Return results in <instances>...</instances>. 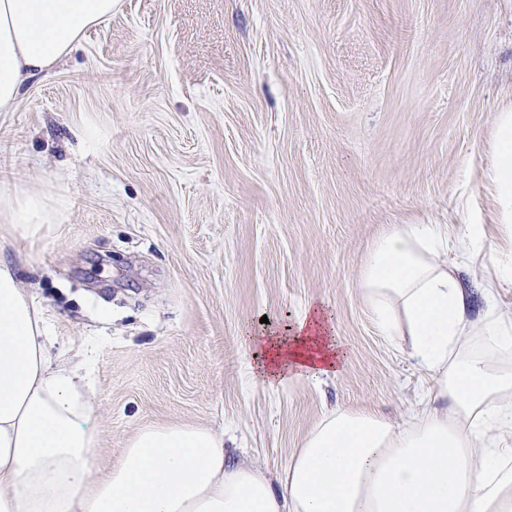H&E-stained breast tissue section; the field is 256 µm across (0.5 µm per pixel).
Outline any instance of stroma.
Instances as JSON below:
<instances>
[{
	"mask_svg": "<svg viewBox=\"0 0 512 512\" xmlns=\"http://www.w3.org/2000/svg\"><path fill=\"white\" fill-rule=\"evenodd\" d=\"M509 108L512 0H118L0 112V196L63 202L8 257L54 354L97 345L94 471L146 424L275 476L326 412L410 416L428 376L368 317L363 257L392 224H484L461 275L512 310L486 178ZM319 302L342 372L255 382L242 336Z\"/></svg>",
	"mask_w": 512,
	"mask_h": 512,
	"instance_id": "stroma-1",
	"label": "stroma"
}]
</instances>
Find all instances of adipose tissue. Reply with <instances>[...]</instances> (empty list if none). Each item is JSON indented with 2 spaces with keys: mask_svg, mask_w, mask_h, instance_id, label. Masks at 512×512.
I'll return each mask as SVG.
<instances>
[{
  "mask_svg": "<svg viewBox=\"0 0 512 512\" xmlns=\"http://www.w3.org/2000/svg\"><path fill=\"white\" fill-rule=\"evenodd\" d=\"M116 0H0V111L24 82L61 60ZM512 222V113L494 120L487 173ZM16 251L48 231L57 204L40 192L0 198ZM448 228L393 224L370 246L359 289L382 335L406 336L429 385L412 418L334 410L307 434L278 482L225 462L224 436L189 424H148L118 463L94 473L93 350L54 360L40 307L0 256V512H512V316L449 262ZM275 386L337 376L347 353L332 314L306 306L293 325L245 341Z\"/></svg>",
  "mask_w": 512,
  "mask_h": 512,
  "instance_id": "obj_1",
  "label": "adipose tissue"
}]
</instances>
